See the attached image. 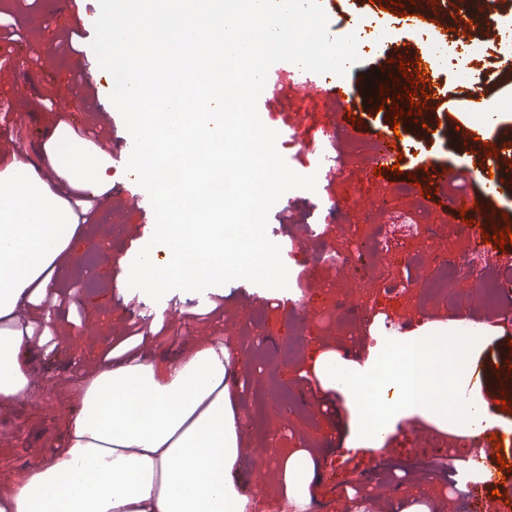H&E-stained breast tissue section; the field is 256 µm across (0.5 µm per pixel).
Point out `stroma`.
Masks as SVG:
<instances>
[{
  "mask_svg": "<svg viewBox=\"0 0 512 512\" xmlns=\"http://www.w3.org/2000/svg\"><path fill=\"white\" fill-rule=\"evenodd\" d=\"M0 12V50L13 52L27 41L49 44L51 58H31L26 70L0 64V142L15 145V153L34 155L37 145L62 121H73L77 143L92 142L112 151V169L120 178L111 201L93 208L75 243L78 261L63 274L62 293L44 304L59 341L51 365H36L27 397L0 405V489L12 484L19 471L32 467L60 448L75 392L87 369L114 351L128 337L146 333L147 344L160 358L184 352L207 336H221L235 348L246 349L251 378L232 389V402L245 424L246 445L237 478L247 495L254 480L265 475L267 486L281 479L285 451L306 449L316 477L309 487L305 512H336L339 499L354 502V512H393L397 507H420L422 512H470L472 496L496 505V512H512V322L496 319L473 289L476 279L466 260L470 239L461 223L449 219L444 196L475 193L469 178L488 160L486 149L456 134L458 115L467 111L473 94L470 82L458 77L456 61L438 59L439 77L426 85L428 108L420 122L394 119L389 108L361 111L362 127L381 131L399 124L403 159L399 170L383 180L364 177L372 157L371 139L334 125L324 97L308 92L306 71L279 62L268 73L278 84L257 102L261 121L277 131V149L287 164L302 175H316L315 191L293 189L270 210L267 234L275 243L292 241L299 249L285 256L288 286L283 290L255 288L237 279L211 287L204 294L173 290L160 301L124 287L130 266L142 244L150 241L155 214L138 206L144 189L125 166L133 145L117 109L109 100L110 74L87 70L95 54L97 0H10ZM329 32L356 33L359 60L345 80L358 85L362 76L383 68L388 60H404L428 53L434 32L415 13L410 0H322ZM479 53L477 71L494 103L512 101V80L504 79L494 39L472 36ZM88 73L91 94L85 105L64 111L61 91ZM28 97L22 109L12 107L18 87ZM335 131L328 149L337 156L334 172L319 171L305 142L322 127ZM484 135L498 153L503 180L487 207L494 223L484 231L503 230L512 218V119L485 127ZM15 153H0V170ZM459 171L447 191H440L434 166ZM403 216L406 232L396 247L381 252L375 269L362 266L331 270L319 265L322 250L345 254L360 241L383 234L393 215ZM443 251L454 266L451 292L433 288L434 270L422 264L428 251ZM458 305H450L449 296ZM463 313L472 321L492 326L473 366L467 395L485 402L496 423L492 435L504 438L500 450L508 463L495 486L469 474L457 481L447 465L440 438L419 444L406 435L410 421L394 420L389 439L392 452L363 448L347 451L355 411L353 396L342 388H324L315 371L320 355L336 354L358 369L375 357L377 337L401 340V320L415 315L416 325L447 326ZM321 399L332 414L324 419L312 401ZM355 471L359 487H342L337 473Z\"/></svg>",
  "mask_w": 512,
  "mask_h": 512,
  "instance_id": "35a3bbf8",
  "label": "stroma"
}]
</instances>
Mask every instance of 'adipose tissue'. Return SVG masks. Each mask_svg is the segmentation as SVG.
<instances>
[{
  "mask_svg": "<svg viewBox=\"0 0 512 512\" xmlns=\"http://www.w3.org/2000/svg\"><path fill=\"white\" fill-rule=\"evenodd\" d=\"M58 123L41 165L0 171V400L24 398L41 341V298L76 260L71 243L79 192L110 196V159L100 147L73 149ZM235 353L208 340L163 360L135 351L94 368L75 396L64 445L0 492V512H245L236 477L239 418L230 388ZM289 499L303 503L315 478L306 451L282 464Z\"/></svg>",
  "mask_w": 512,
  "mask_h": 512,
  "instance_id": "1",
  "label": "adipose tissue"
}]
</instances>
